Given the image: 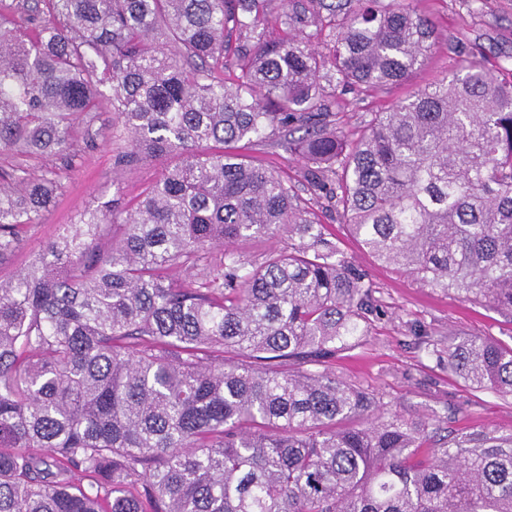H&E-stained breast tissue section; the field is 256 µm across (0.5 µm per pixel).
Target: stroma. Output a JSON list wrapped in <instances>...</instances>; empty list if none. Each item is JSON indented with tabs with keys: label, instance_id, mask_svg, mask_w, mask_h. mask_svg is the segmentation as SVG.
<instances>
[{
	"label": "stroma",
	"instance_id": "35a3bbf8",
	"mask_svg": "<svg viewBox=\"0 0 512 512\" xmlns=\"http://www.w3.org/2000/svg\"><path fill=\"white\" fill-rule=\"evenodd\" d=\"M436 23L439 44L429 63L409 83L382 90L341 94L336 123L351 139L357 138L371 113L406 95L409 88L447 74L468 56H484L488 65L512 54V0H413ZM93 146L79 145V166L65 169L49 157L28 160L32 173L47 167L59 170L64 191L55 208L25 227L19 248L0 262V279L12 277L29 257L56 236L74 214L112 199L128 201L158 175V163L118 167L120 148L112 138V109L103 106ZM323 224L335 233L340 247L375 288L379 315L369 336L336 358L338 377L380 398L389 409L414 414L436 409L449 429L512 431V396L477 391L450 373L431 353V345L449 334L487 336L512 345V316L465 296L428 288L404 271L375 261L353 239L326 201L313 206Z\"/></svg>",
	"mask_w": 512,
	"mask_h": 512
}]
</instances>
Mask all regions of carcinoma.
Wrapping results in <instances>:
<instances>
[{
    "mask_svg": "<svg viewBox=\"0 0 512 512\" xmlns=\"http://www.w3.org/2000/svg\"><path fill=\"white\" fill-rule=\"evenodd\" d=\"M435 46L410 0L0 12V155L75 168L106 99L115 164L169 159L0 280V512H512V432L443 435L435 410L336 377L372 285L295 183L240 153L278 138L376 261L511 315L512 66L463 59L354 141L331 120L336 90L404 84ZM62 189L53 168L0 173V261ZM104 224L122 227L106 251ZM283 230L279 250H232ZM433 353L512 395V346Z\"/></svg>",
    "mask_w": 512,
    "mask_h": 512,
    "instance_id": "1",
    "label": "carcinoma"
}]
</instances>
